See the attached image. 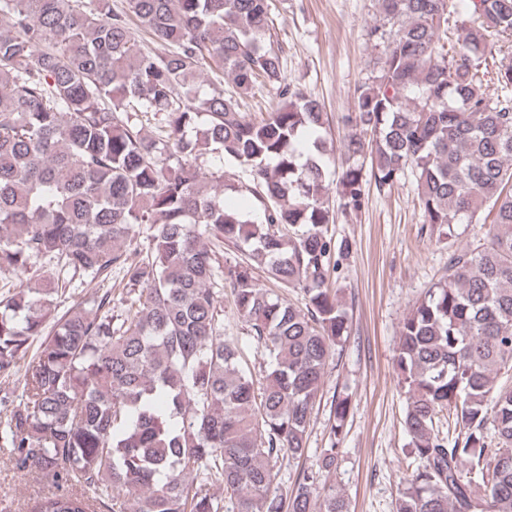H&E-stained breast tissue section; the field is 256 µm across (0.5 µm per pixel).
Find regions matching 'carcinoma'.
I'll list each match as a JSON object with an SVG mask.
<instances>
[{
	"instance_id": "obj_1",
	"label": "carcinoma",
	"mask_w": 512,
	"mask_h": 512,
	"mask_svg": "<svg viewBox=\"0 0 512 512\" xmlns=\"http://www.w3.org/2000/svg\"><path fill=\"white\" fill-rule=\"evenodd\" d=\"M378 7L373 73L341 116L339 207L364 208L368 158L380 189L415 173L438 235L490 219L449 249L399 328L412 448L395 512H512V384L498 381L512 370V65L499 59L512 0ZM270 11V0H0V275L14 280L0 297V376L23 378L0 397V446L55 486L28 512H349L321 479L347 395L332 400L318 468L278 486V463L305 457L351 318L329 288L347 247L328 231L324 107L287 82ZM137 25L161 52L141 49ZM206 66L236 96L202 92ZM264 86L279 102L250 118L240 102ZM159 113L165 136L142 135ZM206 154L250 172L260 222L224 206ZM114 271L120 314L110 288L55 314L59 290ZM226 288L267 358L258 374L224 335Z\"/></svg>"
}]
</instances>
